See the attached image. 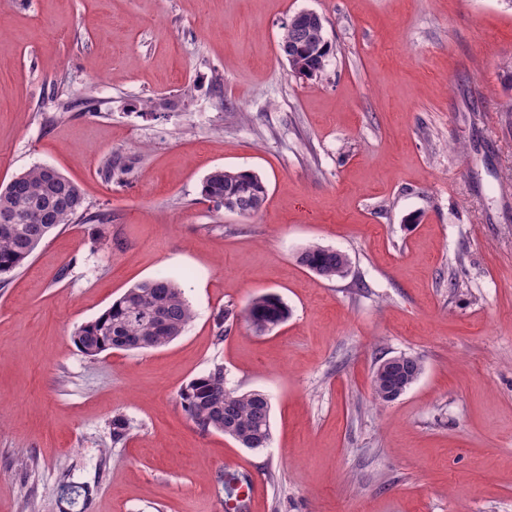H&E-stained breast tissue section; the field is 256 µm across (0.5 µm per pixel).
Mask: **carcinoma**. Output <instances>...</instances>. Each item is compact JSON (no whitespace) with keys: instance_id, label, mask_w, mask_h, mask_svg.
Masks as SVG:
<instances>
[{"instance_id":"carcinoma-1","label":"carcinoma","mask_w":512,"mask_h":512,"mask_svg":"<svg viewBox=\"0 0 512 512\" xmlns=\"http://www.w3.org/2000/svg\"><path fill=\"white\" fill-rule=\"evenodd\" d=\"M280 43L288 44L290 69L301 75L317 76L327 66L333 46L324 25L300 11L291 25L283 27ZM201 194L209 200L234 195L245 205V217L258 214L267 195L265 182L249 171L217 168L203 180ZM85 214L83 193L77 183L57 169L38 165L0 186V276L23 267L39 246L62 225ZM297 262L317 275L333 280L349 270V257L338 250L311 244L297 255ZM160 311L163 324L152 320ZM288 306L276 295L253 298L244 318L255 331L276 327L288 319ZM194 311L181 288L171 277H159L128 289L95 319L74 333L78 349L88 357L112 350L145 351L164 347L181 336ZM419 358L402 355L395 362L380 361L374 374H382L374 385L378 400L391 402L408 390L422 374ZM184 409L202 433L218 432L237 438L244 448L258 450L271 438V405L256 390L238 392L226 388L224 365L215 363L191 379L180 391Z\"/></svg>"}]
</instances>
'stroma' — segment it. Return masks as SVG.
Listing matches in <instances>:
<instances>
[{
    "label": "stroma",
    "mask_w": 512,
    "mask_h": 512,
    "mask_svg": "<svg viewBox=\"0 0 512 512\" xmlns=\"http://www.w3.org/2000/svg\"><path fill=\"white\" fill-rule=\"evenodd\" d=\"M302 10L333 45L312 78L279 51ZM38 165L86 215L0 278V512H224L230 469L247 512H512V0H0V185ZM216 168L263 179L257 216L202 197ZM313 242L346 277L297 263ZM159 276L181 336L77 349ZM267 292L287 322L216 342ZM401 354L422 374L377 403ZM216 362L268 396L266 448L184 412Z\"/></svg>",
    "instance_id": "obj_1"
}]
</instances>
